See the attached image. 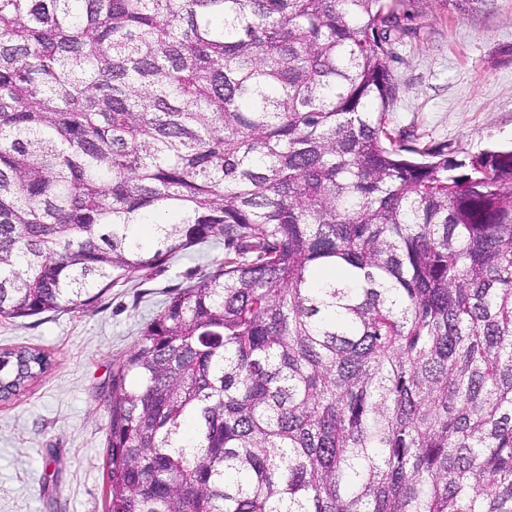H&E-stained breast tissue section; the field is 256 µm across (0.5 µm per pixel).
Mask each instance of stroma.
Segmentation results:
<instances>
[{
  "mask_svg": "<svg viewBox=\"0 0 512 512\" xmlns=\"http://www.w3.org/2000/svg\"><path fill=\"white\" fill-rule=\"evenodd\" d=\"M419 32L388 59L397 131L448 145L456 158L512 146V0L458 12L425 0ZM222 247L199 245L150 272L118 281L69 313L0 318V349L40 348L52 366L22 396L0 403V512H106L112 368L169 291L196 282Z\"/></svg>",
  "mask_w": 512,
  "mask_h": 512,
  "instance_id": "35a3bbf8",
  "label": "stroma"
}]
</instances>
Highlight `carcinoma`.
I'll return each mask as SVG.
<instances>
[{
    "label": "carcinoma",
    "mask_w": 512,
    "mask_h": 512,
    "mask_svg": "<svg viewBox=\"0 0 512 512\" xmlns=\"http://www.w3.org/2000/svg\"><path fill=\"white\" fill-rule=\"evenodd\" d=\"M419 2L0 0V316L224 245L112 371L108 512H512V150L389 126Z\"/></svg>",
    "instance_id": "carcinoma-1"
}]
</instances>
